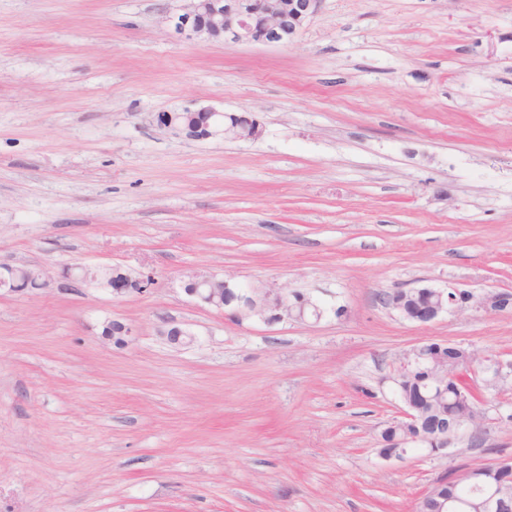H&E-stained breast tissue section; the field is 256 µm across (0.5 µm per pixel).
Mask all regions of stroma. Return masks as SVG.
<instances>
[{"mask_svg":"<svg viewBox=\"0 0 512 512\" xmlns=\"http://www.w3.org/2000/svg\"><path fill=\"white\" fill-rule=\"evenodd\" d=\"M181 5L0 0V263L52 278L0 288V512H417L512 456L511 383L481 441L378 453L413 347L512 359V310L419 325L378 301L512 292V0H323L271 46L187 38ZM200 106L261 134L154 121ZM85 265L153 284L61 287ZM193 271L324 314L235 319L185 294ZM179 112H190L192 123L180 126L178 121ZM224 113L209 106H202L196 109H185L182 111L160 112L155 115L154 120L157 126L164 129H176L179 135L188 140L207 139L215 135H231L235 139L250 140L259 135V126L251 117L236 115L238 122L235 125L225 126L221 118Z\"/></svg>","mask_w":512,"mask_h":512,"instance_id":"stroma-1","label":"stroma"}]
</instances>
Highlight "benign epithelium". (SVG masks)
I'll return each mask as SVG.
<instances>
[{"mask_svg":"<svg viewBox=\"0 0 512 512\" xmlns=\"http://www.w3.org/2000/svg\"><path fill=\"white\" fill-rule=\"evenodd\" d=\"M182 13L168 17L174 21L175 29L193 38L225 40L229 43L247 44H287L292 41L320 9L322 0H185ZM192 123L179 125V112H159L154 120L164 129H175L188 140L207 139L215 135H231L239 140H250L259 135V126L251 117L238 116L234 125H224V113L209 106L190 110ZM102 267L79 268L73 274L67 270L61 274L63 284H80L89 288H100L115 297L131 293H143L152 282L141 276L134 280L129 275L113 276L110 281H99ZM185 289L187 295L194 297L207 306L223 311L231 309L236 315H249L257 312L258 304L268 306L273 314L270 320L291 318L304 321L321 317L319 307L311 300L297 295H288L282 291L268 290L258 296L256 289H243L244 296L234 305L224 301L230 289L237 284L215 274L192 273L187 275ZM418 303L405 307L402 291L383 294L378 301L386 308L400 311L404 319L426 325L435 321L444 313L458 312L467 308L490 313L504 304L512 303V292H484L476 294L457 288H434L421 286L413 289ZM448 348V342H426L410 350L395 371L393 382L403 386V381L417 369L434 362ZM493 376L503 382L512 377V360H504L496 355H481L471 351V357L454 372L456 381L467 379L470 388H482L488 377ZM403 404V416L393 421L399 436L392 439V451L381 454L385 460H403L410 448H425L429 452H439L449 447L458 432L470 426L474 434L481 433L487 420V402L476 403L469 408L470 414L439 412L427 417L423 405L412 397L400 395Z\"/></svg>","mask_w":512,"mask_h":512,"instance_id":"1","label":"benign epithelium"}]
</instances>
